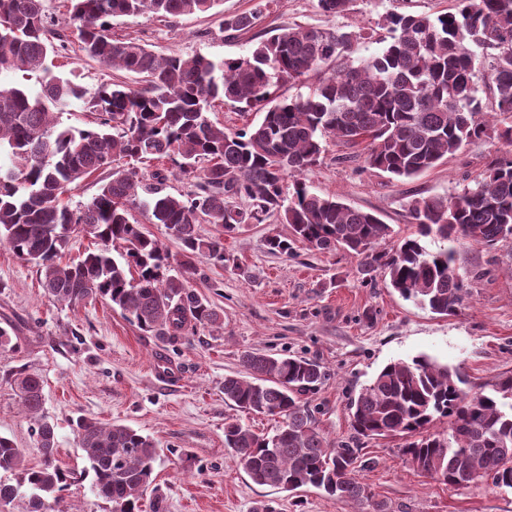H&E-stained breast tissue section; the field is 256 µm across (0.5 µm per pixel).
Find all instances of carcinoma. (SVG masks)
<instances>
[{"label":"carcinoma","instance_id":"obj_1","mask_svg":"<svg viewBox=\"0 0 512 512\" xmlns=\"http://www.w3.org/2000/svg\"><path fill=\"white\" fill-rule=\"evenodd\" d=\"M68 21L81 51L91 59L143 76L144 85L103 84L90 97L55 73L54 58L68 41L51 29L43 0H0V69L38 75L40 90L0 85V242L38 267L49 301L73 306L101 298L119 308L143 332L185 338L220 316L192 288L203 259L222 263L224 237L246 224L276 215L291 236L271 234L272 254L288 255L297 242L319 250L344 249L362 259L361 274L381 273L404 299L440 315L456 313L468 295L448 242L486 250L512 227V157H495L475 186L456 196L413 197L407 211L417 232L390 251L376 245L391 237L377 215L311 190L300 175L334 137L355 149L365 145V164L396 179L412 180L466 143L485 134L489 119L508 126L512 144V0H455L453 10L432 15L388 13L391 31L382 51L349 59L357 32L296 27L277 29L248 55L215 61L203 55L159 54L134 40L108 34L111 19L150 12L170 19L207 14L222 0H69ZM354 0H318L339 15ZM258 12L224 19V29L248 32ZM486 51L487 69L471 47ZM338 61L336 69L325 67ZM319 77L306 96L279 98L273 87ZM488 78L493 98L478 97ZM264 112L262 120L234 132L213 125L206 112L216 100ZM84 100L96 127H65L57 115ZM169 159L194 181L190 195L164 192L162 175L145 183L138 173L114 172L86 205L73 210L63 195L114 158ZM292 191L284 192L286 178ZM145 211L180 245L163 243L129 219L139 192ZM250 201L246 210L230 199ZM212 224L205 237L198 226ZM95 240L76 262L64 263L70 238ZM120 258H115L113 253ZM175 274H169V271ZM245 375L224 376V400L249 414L277 417L274 433H257L236 420L224 424V444L250 479L282 491L314 487L352 505L373 501L359 473L372 462L351 442L399 436L405 461L418 472L455 488L491 482L512 489V372L475 391L461 374L421 355L384 366L351 401L352 441L324 436L304 396L326 378L317 361L246 351ZM19 404L33 424L42 461L24 464L23 450L0 435V505L28 501L27 512H52L67 477L56 463L55 425L44 414V381L26 367L11 375ZM75 433L94 474L93 492L113 512H142L155 484L156 443L139 431L93 419L76 421Z\"/></svg>","mask_w":512,"mask_h":512}]
</instances>
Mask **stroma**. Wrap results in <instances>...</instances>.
Listing matches in <instances>:
<instances>
[{"label":"stroma","instance_id":"stroma-1","mask_svg":"<svg viewBox=\"0 0 512 512\" xmlns=\"http://www.w3.org/2000/svg\"><path fill=\"white\" fill-rule=\"evenodd\" d=\"M453 0H354L334 16L318 0H222L208 14L161 19L150 13L116 17L110 33L163 54L203 55L215 60L248 55L256 38L274 29L302 26L358 32L352 58L379 52L388 37L387 12L436 15ZM259 10L248 33L224 31L227 15ZM60 71L87 91L136 75L72 53ZM501 123L432 170L412 180L367 169L363 157L328 140L319 161L302 175L317 192L336 195L372 212L393 230L385 246L415 231L404 207L411 195L452 197L474 186L488 161L512 146ZM289 235L276 218L246 225L225 238L229 264L202 262L195 290L220 313L221 327L197 328L190 339L167 340L141 331L120 310L101 300L72 307L49 302L36 266L0 245V326L14 327L18 351L0 350V434L25 452L28 466L42 456L21 411L10 376L25 366L44 379V411L56 425L58 463L73 473L67 499L73 512H112L111 502L91 489L93 475L82 456L74 422L84 417L122 424L150 436L160 459L156 482L163 512H254L266 504L275 512H350L347 503L314 488L289 494L260 486L239 469L224 445V424L236 419L270 432L276 419L247 414L225 402V375L239 370L247 351L313 359L328 377L308 400L317 425L333 441L352 436L349 404L386 364L427 354L459 368L469 389L512 371V237L488 251L458 244L456 268L468 289L458 311L439 316L404 300L383 277L363 279L360 259L295 244L292 254L267 251L269 233ZM389 437L361 440L373 462L361 480L390 512H512V490L482 485L448 487L407 465Z\"/></svg>","mask_w":512,"mask_h":512}]
</instances>
